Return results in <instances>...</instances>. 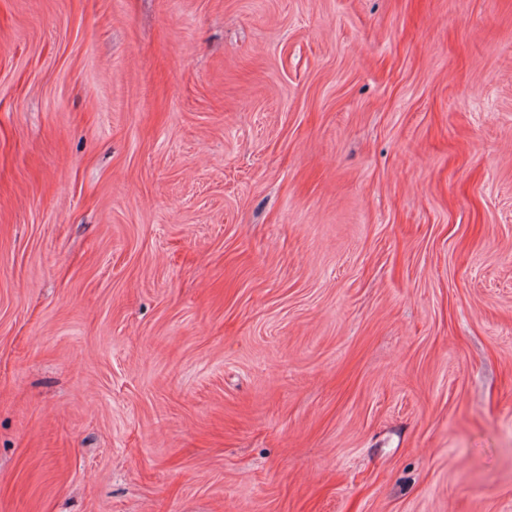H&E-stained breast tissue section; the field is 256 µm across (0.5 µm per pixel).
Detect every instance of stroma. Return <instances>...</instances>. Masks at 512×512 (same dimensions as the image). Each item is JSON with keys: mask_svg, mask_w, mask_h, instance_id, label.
<instances>
[{"mask_svg": "<svg viewBox=\"0 0 512 512\" xmlns=\"http://www.w3.org/2000/svg\"><path fill=\"white\" fill-rule=\"evenodd\" d=\"M0 512H512V0H0Z\"/></svg>", "mask_w": 512, "mask_h": 512, "instance_id": "obj_1", "label": "stroma"}]
</instances>
